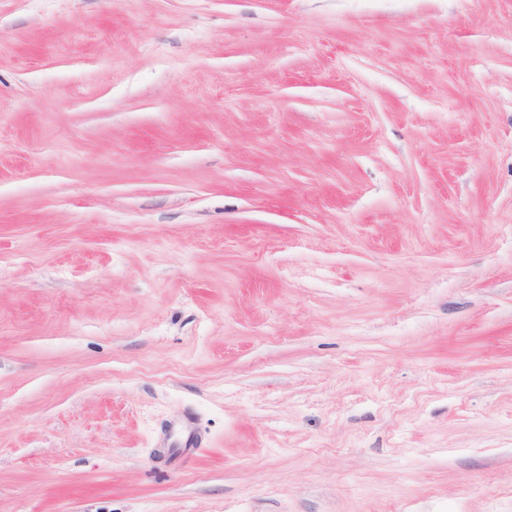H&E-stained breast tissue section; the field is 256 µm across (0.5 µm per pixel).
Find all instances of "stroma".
<instances>
[{
    "label": "stroma",
    "mask_w": 512,
    "mask_h": 512,
    "mask_svg": "<svg viewBox=\"0 0 512 512\" xmlns=\"http://www.w3.org/2000/svg\"><path fill=\"white\" fill-rule=\"evenodd\" d=\"M0 512H512V0H0Z\"/></svg>",
    "instance_id": "1"
}]
</instances>
